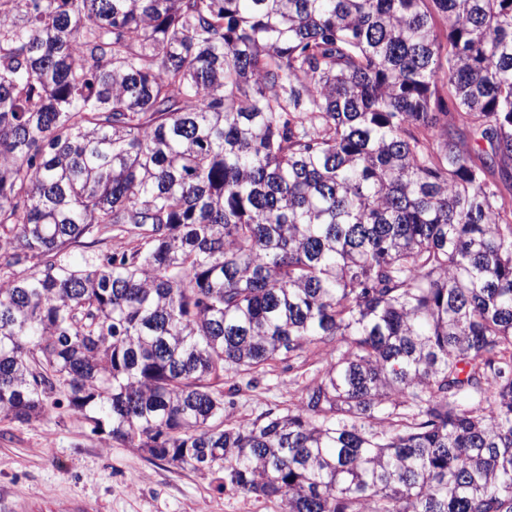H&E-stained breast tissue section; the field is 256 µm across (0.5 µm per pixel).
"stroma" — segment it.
<instances>
[{"instance_id":"stroma-1","label":"stroma","mask_w":512,"mask_h":512,"mask_svg":"<svg viewBox=\"0 0 512 512\" xmlns=\"http://www.w3.org/2000/svg\"><path fill=\"white\" fill-rule=\"evenodd\" d=\"M287 370L233 397L231 417L249 422L270 406L296 402ZM0 512H279L230 489L213 475L152 460L93 433L76 416L0 423Z\"/></svg>"}]
</instances>
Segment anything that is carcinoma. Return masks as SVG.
Listing matches in <instances>:
<instances>
[{
	"label": "carcinoma",
	"mask_w": 512,
	"mask_h": 512,
	"mask_svg": "<svg viewBox=\"0 0 512 512\" xmlns=\"http://www.w3.org/2000/svg\"><path fill=\"white\" fill-rule=\"evenodd\" d=\"M499 180L512 0H0V421L280 512H512ZM298 387L293 381V375L281 367L267 374L257 389L230 398L226 404L227 412L234 419L249 422L264 409L278 405L287 407L288 403H296Z\"/></svg>",
	"instance_id": "carcinoma-1"
}]
</instances>
